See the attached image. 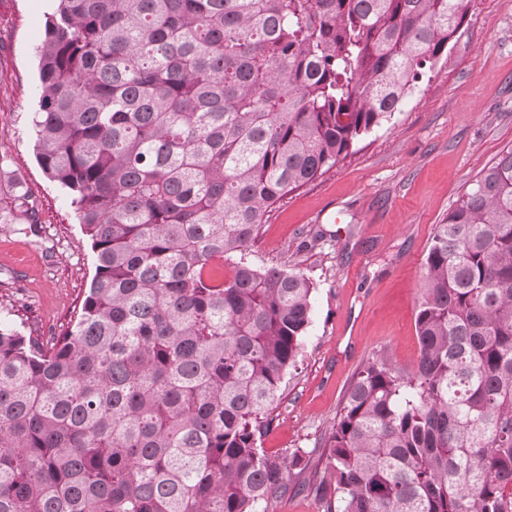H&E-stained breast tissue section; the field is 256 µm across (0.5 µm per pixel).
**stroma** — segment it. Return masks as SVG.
Wrapping results in <instances>:
<instances>
[{"label":"stroma","mask_w":512,"mask_h":512,"mask_svg":"<svg viewBox=\"0 0 512 512\" xmlns=\"http://www.w3.org/2000/svg\"><path fill=\"white\" fill-rule=\"evenodd\" d=\"M460 39L401 112L352 155L276 204L247 258L299 268L314 284L312 322L262 437L283 457L321 449L361 361L386 349L415 364V315L435 224L512 147V0H464ZM51 0H0V193L29 190L34 231L0 220V312L45 339L74 319L95 272L70 200L37 163L29 117L36 49Z\"/></svg>","instance_id":"obj_1"}]
</instances>
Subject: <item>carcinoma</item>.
<instances>
[{
	"instance_id": "carcinoma-1",
	"label": "carcinoma",
	"mask_w": 512,
	"mask_h": 512,
	"mask_svg": "<svg viewBox=\"0 0 512 512\" xmlns=\"http://www.w3.org/2000/svg\"><path fill=\"white\" fill-rule=\"evenodd\" d=\"M465 24L463 0H57L34 149L95 273L59 336L0 320V512H512V148L435 225L417 362L360 364L323 476L261 448L314 286L246 251ZM268 512H321V509L314 496L305 492L288 496V498L269 505Z\"/></svg>"
}]
</instances>
